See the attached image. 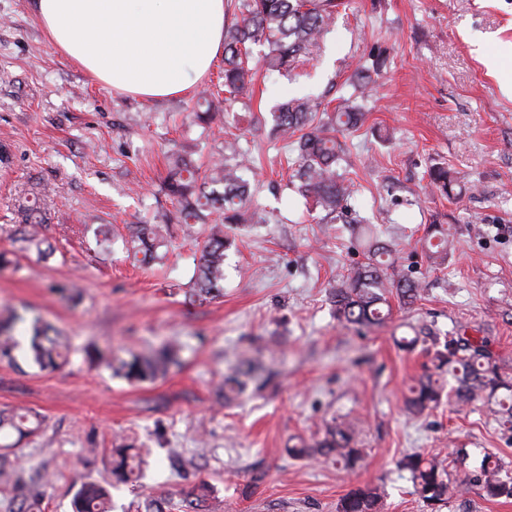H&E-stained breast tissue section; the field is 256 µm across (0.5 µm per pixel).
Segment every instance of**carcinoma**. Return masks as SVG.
Instances as JSON below:
<instances>
[{"label":"carcinoma","mask_w":512,"mask_h":512,"mask_svg":"<svg viewBox=\"0 0 512 512\" xmlns=\"http://www.w3.org/2000/svg\"><path fill=\"white\" fill-rule=\"evenodd\" d=\"M338 0H240L239 17L224 27V92L219 99L207 89L199 93L206 110L195 117L206 122L222 110V104L248 99L253 94L257 69L268 74L289 71L302 59L311 56L320 39L333 23ZM265 48L259 65L251 63V46ZM380 59L371 55L358 63L348 79V95L330 109L309 96L294 97L279 103L270 113L273 129L291 140L296 154L292 178L299 181L298 192L311 200L331 220L344 219L350 224H363L365 219L352 212L348 200L351 184L340 173L341 162L349 153L346 133L360 125L366 115L365 102L374 75L380 71ZM249 153L237 139L224 141V160L207 165L177 155L173 158L164 184L167 194L178 204L182 224L205 221L218 215L204 241L196 271V291L202 296L216 297L224 291V251L233 244L232 225L242 220L241 209L251 196V185L240 175L247 168ZM431 184L444 196L456 197L465 184L439 167L429 175ZM422 251L432 264L448 261L450 242L448 228L430 224L420 240ZM127 253L143 260L161 262L167 252V237L159 224H140L130 229L126 239ZM392 246L371 237L367 243V262L336 281L330 289L337 318L358 329L383 326L391 314L387 298L390 290L405 305L420 296L421 285L408 275L394 280L387 269L395 263ZM424 344L428 366L408 388L405 411L412 417L423 416L448 398L458 406L481 400L500 427L512 431V373L497 362L486 336L458 335L441 339L423 329L402 338V346L414 348ZM21 342L0 333V361L15 363V350ZM70 346L54 327L35 318L31 324L29 353L42 370L53 371L68 359ZM177 346L164 341L148 353L128 351L106 358L93 345L84 348L90 360L103 361L112 373L130 383L151 382L165 375L177 363ZM264 369L251 359L241 357L224 375L220 394L224 403L238 399L248 383L263 378ZM25 414H0V431L9 429L20 436L35 432ZM293 457L319 456L333 461L342 469L352 470L364 460L359 447L358 430L349 421L336 417L326 426L323 438L289 449ZM131 448H115L112 475L128 482L134 474ZM408 472L412 493L434 509L448 501L452 494H464L475 486L488 500L512 499V473L503 471L496 457L487 450L474 454L467 448L452 451V465L445 469L434 457L414 453L399 461ZM211 487L198 482L182 491L183 512H204ZM72 512H112L109 492L94 482L83 483L73 496ZM337 512H384L383 496L377 488L362 486L345 494Z\"/></svg>","instance_id":"carcinoma-1"}]
</instances>
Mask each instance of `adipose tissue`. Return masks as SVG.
I'll use <instances>...</instances> for the list:
<instances>
[{"label": "adipose tissue", "mask_w": 512, "mask_h": 512, "mask_svg": "<svg viewBox=\"0 0 512 512\" xmlns=\"http://www.w3.org/2000/svg\"><path fill=\"white\" fill-rule=\"evenodd\" d=\"M32 8L64 59L149 100L185 92L224 51V0H32Z\"/></svg>", "instance_id": "1"}]
</instances>
